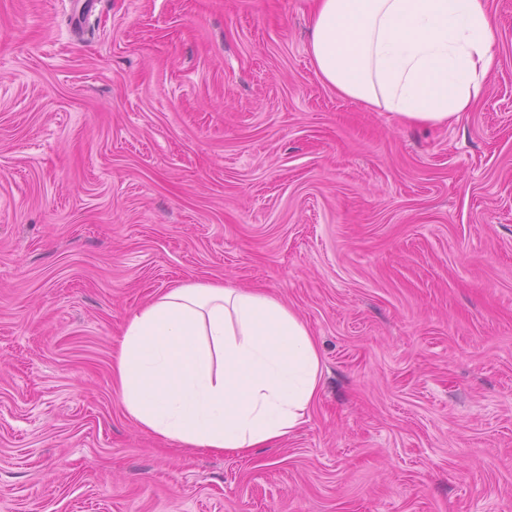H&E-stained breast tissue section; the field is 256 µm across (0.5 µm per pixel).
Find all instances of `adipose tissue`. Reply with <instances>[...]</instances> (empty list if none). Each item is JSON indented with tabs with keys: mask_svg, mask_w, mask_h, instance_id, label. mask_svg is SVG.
Instances as JSON below:
<instances>
[{
	"mask_svg": "<svg viewBox=\"0 0 512 512\" xmlns=\"http://www.w3.org/2000/svg\"><path fill=\"white\" fill-rule=\"evenodd\" d=\"M486 0H312L308 53L337 94L445 127L496 59ZM308 325L276 297L182 282L127 320L112 364L127 416L183 448L247 453L293 435L317 398Z\"/></svg>",
	"mask_w": 512,
	"mask_h": 512,
	"instance_id": "obj_1",
	"label": "adipose tissue"
}]
</instances>
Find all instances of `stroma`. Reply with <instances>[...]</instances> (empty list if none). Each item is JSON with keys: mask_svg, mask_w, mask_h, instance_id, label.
I'll return each mask as SVG.
<instances>
[{"mask_svg": "<svg viewBox=\"0 0 512 512\" xmlns=\"http://www.w3.org/2000/svg\"><path fill=\"white\" fill-rule=\"evenodd\" d=\"M448 127L343 98L308 0H0V512H512V0ZM262 288L319 394L245 456L137 428L125 321Z\"/></svg>", "mask_w": 512, "mask_h": 512, "instance_id": "stroma-1", "label": "stroma"}]
</instances>
